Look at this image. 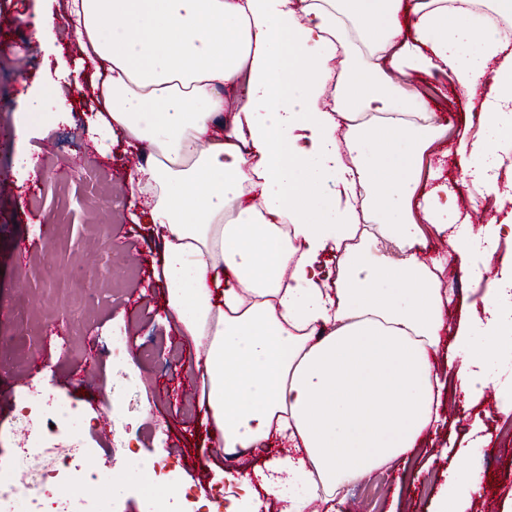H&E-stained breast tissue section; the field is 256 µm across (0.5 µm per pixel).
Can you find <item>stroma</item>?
<instances>
[{"instance_id": "obj_1", "label": "stroma", "mask_w": 512, "mask_h": 512, "mask_svg": "<svg viewBox=\"0 0 512 512\" xmlns=\"http://www.w3.org/2000/svg\"><path fill=\"white\" fill-rule=\"evenodd\" d=\"M64 0H0V130L13 129L15 139L0 146V471L14 463L20 438L17 407L29 387L51 393L73 406L87 421L84 447L91 453L83 466L95 476L84 488L97 501L98 512H144L145 488L137 478L117 481L129 461H112V439L99 424L110 420L135 447L137 459L166 453L174 467L158 492L174 495L176 487L212 493L222 470L257 465L251 454L226 459L213 451L201 420L203 410L181 399L179 380L196 364L192 341L183 336L166 306L160 280L162 245L131 194L127 172L141 162L123 140L112 144L110 156L100 155L91 139L99 106L92 91L94 69L82 61L77 37L63 26L54 35L58 54L40 50L16 25L20 16L44 12L62 14ZM419 87L447 137L436 146L432 164L442 179L459 177L456 148L462 135L480 128V104L468 101L438 75L415 74ZM44 106L30 108L34 95ZM65 98L56 106V98ZM37 158V176H26L25 157ZM501 201L482 200L475 186L460 187L457 203L471 224H498L512 216V184L501 183ZM52 223L54 235L41 237V225ZM34 240L27 262L17 261L18 240ZM123 250H113V242ZM476 276L445 267L443 276L463 288L446 307L449 329H456L465 305L480 299L489 282L512 271V240H501L492 256L478 255ZM66 335L53 338L52 362L32 373L31 356L43 346L54 324ZM129 338L126 363H113L105 351L113 327ZM163 340L174 358L151 354ZM103 352L96 377L81 382L72 377L88 341ZM124 392L130 409L112 413L113 390ZM438 432L405 462L390 468V478L376 512H435L436 497L445 483L455 449L472 429L482 442L467 467L490 475L482 495L466 512H512V441L498 437L512 423L503 414L494 388H486L473 403H465L453 388L442 393Z\"/></svg>"}]
</instances>
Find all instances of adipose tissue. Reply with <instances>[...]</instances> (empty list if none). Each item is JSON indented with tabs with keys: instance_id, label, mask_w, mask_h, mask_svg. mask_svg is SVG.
<instances>
[{
	"instance_id": "adipose-tissue-1",
	"label": "adipose tissue",
	"mask_w": 512,
	"mask_h": 512,
	"mask_svg": "<svg viewBox=\"0 0 512 512\" xmlns=\"http://www.w3.org/2000/svg\"><path fill=\"white\" fill-rule=\"evenodd\" d=\"M488 8L506 27L448 0H67L62 18L35 19L36 43L63 22L99 72L101 143L148 148L128 181L163 242L167 308L207 343L211 427L226 452L265 459L226 472L244 491L229 512H248L257 484L280 512H340L345 486L422 442L441 349L465 401L492 384L512 412V273L448 345L437 278L512 229L460 221L456 184L424 166L447 128L409 81L483 91L481 131L457 154L463 180L498 198L512 0ZM365 213L406 261L357 240ZM430 228L454 250L426 262ZM481 484L449 468L437 512H464Z\"/></svg>"
}]
</instances>
